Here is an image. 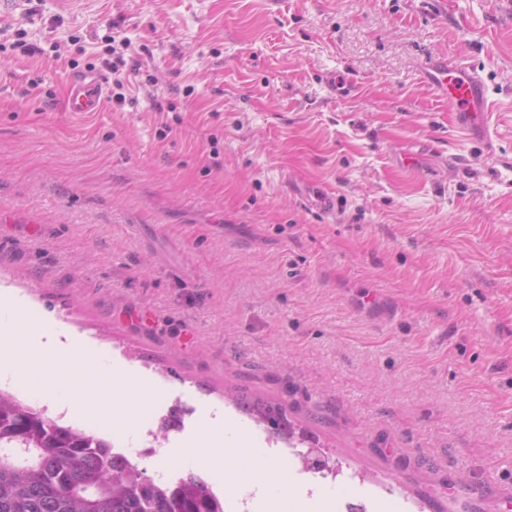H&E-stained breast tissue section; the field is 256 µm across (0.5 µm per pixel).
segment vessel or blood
Listing matches in <instances>:
<instances>
[{
  "label": "vessel or blood",
  "mask_w": 512,
  "mask_h": 512,
  "mask_svg": "<svg viewBox=\"0 0 512 512\" xmlns=\"http://www.w3.org/2000/svg\"><path fill=\"white\" fill-rule=\"evenodd\" d=\"M423 77L440 98L448 101L457 129L472 139L491 142L488 88L476 69L453 56L436 53L428 57ZM104 100V78L92 74L72 77L68 94L70 111L97 112Z\"/></svg>",
  "instance_id": "obj_1"
}]
</instances>
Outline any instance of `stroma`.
<instances>
[{"label": "stroma", "instance_id": "obj_1", "mask_svg": "<svg viewBox=\"0 0 512 512\" xmlns=\"http://www.w3.org/2000/svg\"><path fill=\"white\" fill-rule=\"evenodd\" d=\"M115 23L126 102L68 112ZM443 52L484 76L495 152L424 83ZM1 293L151 386L134 426L120 398L67 422L181 409L131 457L149 477L217 472L262 512H512V0H0ZM265 457L287 486L254 489Z\"/></svg>", "mask_w": 512, "mask_h": 512}]
</instances>
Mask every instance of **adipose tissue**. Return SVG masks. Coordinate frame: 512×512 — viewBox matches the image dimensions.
I'll list each match as a JSON object with an SVG mask.
<instances>
[{
    "label": "adipose tissue",
    "mask_w": 512,
    "mask_h": 512,
    "mask_svg": "<svg viewBox=\"0 0 512 512\" xmlns=\"http://www.w3.org/2000/svg\"><path fill=\"white\" fill-rule=\"evenodd\" d=\"M28 331L24 320L0 327V369L11 372L15 380L35 382L60 409L77 408L71 391L94 371V364L73 343L60 341L48 325L42 326L36 348L27 347Z\"/></svg>",
    "instance_id": "obj_1"
}]
</instances>
